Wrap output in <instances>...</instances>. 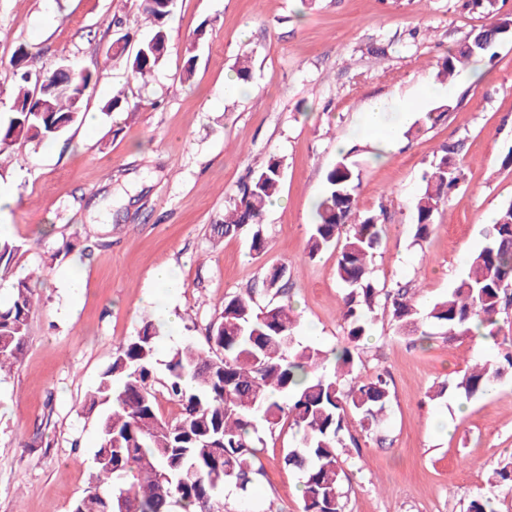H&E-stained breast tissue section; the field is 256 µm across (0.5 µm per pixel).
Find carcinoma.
<instances>
[{"label":"carcinoma","instance_id":"obj_1","mask_svg":"<svg viewBox=\"0 0 512 512\" xmlns=\"http://www.w3.org/2000/svg\"><path fill=\"white\" fill-rule=\"evenodd\" d=\"M174 5L141 0L138 11L154 27L130 60L131 76L154 74L168 51L167 22ZM494 21L480 29L441 63L440 81L455 76L484 55L505 34ZM36 53L21 45L11 61L16 98L0 120V156L19 142L39 145L66 133L82 119L84 97L94 74L64 63L51 72H34ZM455 149L445 148L423 177L410 203L414 239L422 242L435 212L447 203L460 180ZM281 160L271 156L224 207L216 235L247 233L251 249L267 247L262 217L279 193ZM359 175L341 159L326 173L308 240L314 258L339 247L336 275L344 288L341 313L346 342L329 357L296 342V319L288 302V268L277 266L262 278V290L281 300L264 306L254 292L224 298L219 317L207 329L208 349L185 346L159 363V328L148 321L137 335L119 343L111 363L89 395L87 409L110 404L99 420L96 472L71 512H225L224 488L245 494L260 475L256 467L258 423L282 421L299 439L286 449L283 463L303 480L302 512H342L344 434L351 419L368 433L382 420L391 399L390 382L379 370L357 372L362 340L378 309L389 310L396 333L422 342L439 334L449 341L488 328L512 306V204L502 208L486 230L487 245L469 258L465 275L448 294L426 301L417 290L379 285L373 256L382 241L380 215L357 214ZM21 246L0 238V278L13 273ZM11 299L0 304V373L20 360L30 319L37 308L30 279L14 281ZM164 366L159 374L158 365ZM512 369V340H503L497 357L476 360L446 390L469 400L495 391L504 369ZM175 401L179 414H159L157 392ZM496 486L512 492V462L493 472Z\"/></svg>","mask_w":512,"mask_h":512}]
</instances>
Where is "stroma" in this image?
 Here are the masks:
<instances>
[{"instance_id": "1", "label": "stroma", "mask_w": 512, "mask_h": 512, "mask_svg": "<svg viewBox=\"0 0 512 512\" xmlns=\"http://www.w3.org/2000/svg\"><path fill=\"white\" fill-rule=\"evenodd\" d=\"M512 20V0H176L167 55L148 81L130 76L127 55L112 51L124 34L148 37L137 0H0V112L9 111L10 61L36 47L40 71L61 61L90 70L85 100L95 124L74 126L40 147L17 144L0 166L6 238L23 244L14 273L30 276L39 298L20 361L0 376V512H70L96 467L99 405L84 401L119 342L177 317L176 339L157 338L158 357L191 344L224 298L257 288L268 269L286 266L290 299L305 345L329 351L345 342L336 249L309 258L307 241L325 175L345 160L359 175V213L386 210L373 263L380 284L447 293L467 257L487 244V213L512 204V37L476 58L478 78L461 69L446 99L425 98L438 65L493 20ZM196 55L182 81L187 55ZM251 56L244 93L229 90L240 56ZM139 103L121 131L102 107L114 92ZM412 97L417 115L449 105L436 124L400 132L385 163L356 129L375 97ZM348 141L339 150V141ZM457 148L462 178L434 215L431 236L413 239L410 201L443 147ZM283 182L264 214V252L248 236L217 238L213 228L240 184L269 157ZM94 241L91 255L78 246ZM180 283L156 295L157 268ZM82 274L79 295L67 282ZM464 336L411 344L379 311L361 375L384 370L392 399L378 434L350 423L344 512H464L471 496L512 512V494L492 471L512 461V372L497 391L465 400H429L433 384L454 381L476 354ZM262 473L248 497L225 489L228 512H301L302 480L282 462L295 440L285 426H260Z\"/></svg>"}]
</instances>
